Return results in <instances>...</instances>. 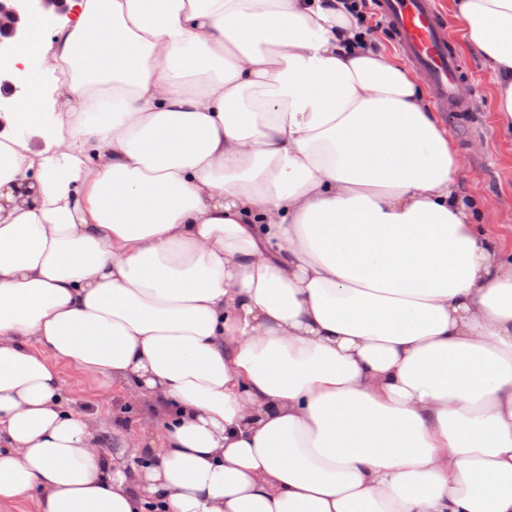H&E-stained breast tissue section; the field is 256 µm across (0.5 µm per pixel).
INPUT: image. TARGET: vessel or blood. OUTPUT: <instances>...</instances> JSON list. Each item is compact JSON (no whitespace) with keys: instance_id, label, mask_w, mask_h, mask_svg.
Masks as SVG:
<instances>
[{"instance_id":"vessel-or-blood-1","label":"vessel or blood","mask_w":512,"mask_h":512,"mask_svg":"<svg viewBox=\"0 0 512 512\" xmlns=\"http://www.w3.org/2000/svg\"><path fill=\"white\" fill-rule=\"evenodd\" d=\"M380 8L396 31L400 51L427 74L436 106L444 112L466 111L459 95L463 62L451 48L450 26L435 0H381Z\"/></svg>"}]
</instances>
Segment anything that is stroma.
Listing matches in <instances>:
<instances>
[{"label":"stroma","mask_w":512,"mask_h":512,"mask_svg":"<svg viewBox=\"0 0 512 512\" xmlns=\"http://www.w3.org/2000/svg\"><path fill=\"white\" fill-rule=\"evenodd\" d=\"M452 32L467 73L461 95L469 109L441 114L440 119L464 158V194L485 200L484 223L494 225L512 245V135L496 123L493 85L481 57L466 45L460 23H453ZM59 369L68 404L98 415L104 424L101 438L105 445L139 429L147 406L130 405L118 392L102 400L99 381L65 363Z\"/></svg>","instance_id":"35a3bbf8"}]
</instances>
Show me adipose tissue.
<instances>
[{
    "mask_svg": "<svg viewBox=\"0 0 512 512\" xmlns=\"http://www.w3.org/2000/svg\"><path fill=\"white\" fill-rule=\"evenodd\" d=\"M69 2L0 114V502L512 512V246L417 79L344 0ZM450 7L512 131V0ZM63 395L68 404L97 414L104 424L101 438L107 447L123 435L138 431L141 419L148 412L146 405L132 406L119 392L110 393L107 402L101 400L102 381L93 380L80 373L74 366L60 363Z\"/></svg>",
    "mask_w": 512,
    "mask_h": 512,
    "instance_id": "adipose-tissue-1",
    "label": "adipose tissue"
}]
</instances>
